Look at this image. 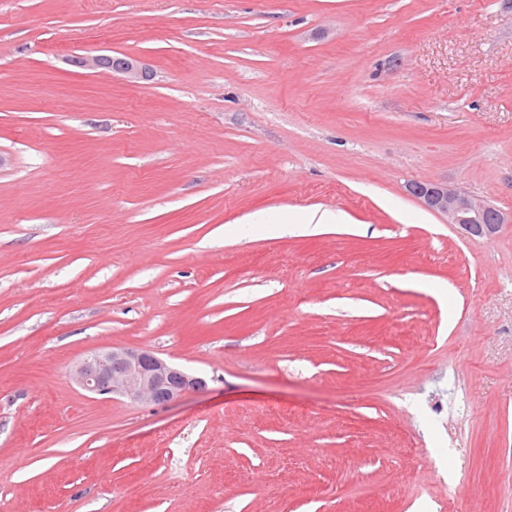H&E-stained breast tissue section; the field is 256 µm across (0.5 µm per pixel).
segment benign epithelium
Returning a JSON list of instances; mask_svg holds the SVG:
<instances>
[{"instance_id": "7a95c632", "label": "benign epithelium", "mask_w": 512, "mask_h": 512, "mask_svg": "<svg viewBox=\"0 0 512 512\" xmlns=\"http://www.w3.org/2000/svg\"><path fill=\"white\" fill-rule=\"evenodd\" d=\"M77 64L86 69L111 70L131 83L143 77L140 61L132 56H83ZM408 191L469 236L491 239L506 224L503 213L487 200L444 184L412 182ZM72 377L93 395L108 399L120 396L150 405L167 404L205 385L204 379L149 350L123 346L89 352L74 366Z\"/></svg>"}]
</instances>
